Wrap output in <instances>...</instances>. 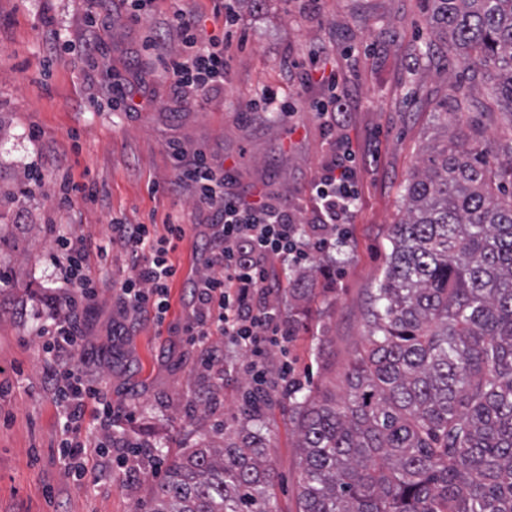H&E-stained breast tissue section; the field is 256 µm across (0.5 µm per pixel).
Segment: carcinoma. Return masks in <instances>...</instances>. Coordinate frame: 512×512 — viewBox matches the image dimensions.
I'll use <instances>...</instances> for the list:
<instances>
[{
	"label": "carcinoma",
	"mask_w": 512,
	"mask_h": 512,
	"mask_svg": "<svg viewBox=\"0 0 512 512\" xmlns=\"http://www.w3.org/2000/svg\"><path fill=\"white\" fill-rule=\"evenodd\" d=\"M426 26L512 117V0H431ZM445 137L404 187L345 392L288 389L299 512H512V163ZM288 297L309 304L308 277ZM239 412L253 426L173 459L149 512H272L269 440Z\"/></svg>",
	"instance_id": "cac0c4a2"
}]
</instances>
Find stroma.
Segmentation results:
<instances>
[{
	"label": "stroma",
	"instance_id": "35a3bbf8",
	"mask_svg": "<svg viewBox=\"0 0 512 512\" xmlns=\"http://www.w3.org/2000/svg\"><path fill=\"white\" fill-rule=\"evenodd\" d=\"M199 20L205 44L223 37L229 66L224 84L193 106H183L160 75L158 52L181 44L164 20L173 0H151L132 19L119 0H0V235L15 249L0 251V267L14 282L0 287V512H148L154 486L168 457L234 426L245 374L223 362L203 369L187 343L184 326L190 280L208 247L198 232L212 213L197 209L193 192L177 179L171 144L185 161L202 152L221 161L235 178L236 193L285 203L311 224V183L343 139L355 153L358 201L346 242L331 275L322 255L314 301L295 324L288 355L272 348L270 365L289 361L302 387L344 391V374L366 334V309L378 288L389 253L392 224L405 211L404 187L427 156L442 144L441 124L463 128L468 143L501 151L512 142V123L489 99L480 75L466 69L450 46L425 25L428 0H233L238 24L224 35L214 0H186ZM105 20V54L91 68L84 53L88 14ZM158 50H151V43ZM336 70L352 106L336 128L314 110L327 95L318 81L301 83L284 61ZM120 87L140 102V112L113 108L108 90ZM293 101L280 116L250 111L267 88ZM447 104V117L436 107ZM40 172L16 192L19 176ZM74 186L59 206L61 176ZM153 225L167 234V218L186 225L170 259L177 268L172 309L163 325L129 326L117 300L131 259L108 245L112 218ZM34 225L35 240L20 227ZM89 243V269L99 282L90 306H77L85 342L71 356L88 380L100 382L112 403L110 448L86 449L81 482L69 476L57 453L63 419L45 386L49 359L37 328L48 309L43 287L55 270L56 238ZM107 255H99L100 246ZM328 337L317 357L318 337ZM270 441L275 497L273 512H298L301 468L288 401L272 392L262 417ZM138 445L132 467L119 458Z\"/></svg>",
	"mask_w": 512,
	"mask_h": 512
}]
</instances>
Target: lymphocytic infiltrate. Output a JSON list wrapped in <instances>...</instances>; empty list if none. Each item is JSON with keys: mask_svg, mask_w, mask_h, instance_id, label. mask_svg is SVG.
Instances as JSON below:
<instances>
[{"mask_svg": "<svg viewBox=\"0 0 512 512\" xmlns=\"http://www.w3.org/2000/svg\"><path fill=\"white\" fill-rule=\"evenodd\" d=\"M167 24L178 34L182 50L161 56L162 75L171 81L182 102L197 103L224 83L228 67L224 44H199L196 18L187 8H175ZM172 154L180 162L178 179L193 188L196 206L215 215L203 261L205 271L191 282L192 317L184 332L189 343L199 349L203 367L222 360L224 351H241L254 389L266 393L270 351L291 336L282 306L283 281L266 261L274 255L297 267L313 253L331 251L332 232L348 223L356 209L355 157L344 145H336L314 181L316 224L305 232L287 205L265 202L244 206L228 189L232 175L204 153H196L188 162L184 148L176 145ZM168 231V237L159 239L151 225L112 221L109 241L125 248L132 261V273L118 290L130 324L150 321L160 326L169 313L170 288L177 272L169 254L176 242L183 240L185 228L172 223ZM57 247L62 259L48 290V304L73 306L96 300L98 282L85 271L83 239L63 236ZM38 332L45 336L44 348L55 364L48 383L64 406L59 452L76 461L86 446L80 438L85 405L93 404L104 430L112 419V404L104 398L100 385L85 382L67 365L84 340L73 315L54 314L51 323L41 325ZM217 333L226 338L227 350L212 345L211 338Z\"/></svg>", "mask_w": 512, "mask_h": 512, "instance_id": "f902f5d3", "label": "lymphocytic infiltrate"}]
</instances>
